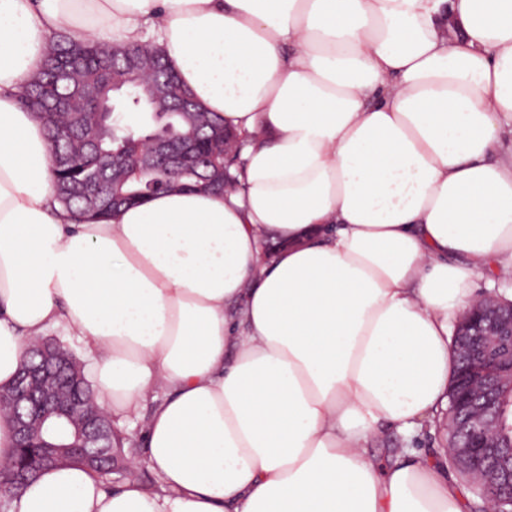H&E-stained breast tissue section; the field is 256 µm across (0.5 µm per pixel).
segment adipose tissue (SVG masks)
Masks as SVG:
<instances>
[{"instance_id":"adipose-tissue-1","label":"adipose tissue","mask_w":512,"mask_h":512,"mask_svg":"<svg viewBox=\"0 0 512 512\" xmlns=\"http://www.w3.org/2000/svg\"><path fill=\"white\" fill-rule=\"evenodd\" d=\"M62 31L152 34L240 189L74 221L20 101ZM507 133L512 0H0V389L65 326L157 477L55 467L9 512H464L447 453L371 446L447 409L450 322L512 277Z\"/></svg>"}]
</instances>
